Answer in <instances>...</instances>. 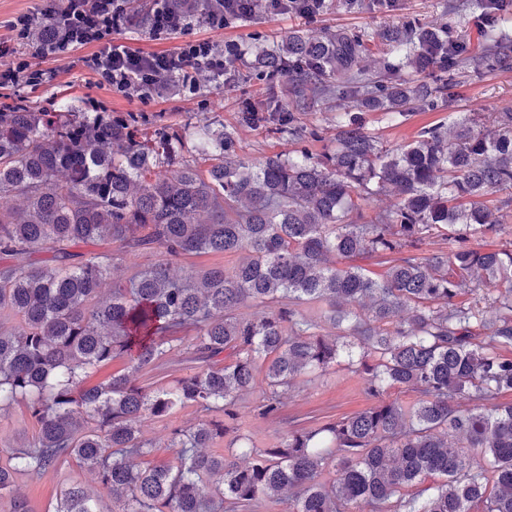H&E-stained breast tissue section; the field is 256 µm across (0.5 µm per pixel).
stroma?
<instances>
[{
  "mask_svg": "<svg viewBox=\"0 0 512 512\" xmlns=\"http://www.w3.org/2000/svg\"><path fill=\"white\" fill-rule=\"evenodd\" d=\"M457 0H399L396 10L385 12L362 8L348 10L343 0H325L323 12L313 20L293 15H262L257 20L236 23L223 30H212L201 21H194L189 35H172L160 40L150 37L146 27L137 26L113 35L112 42L142 52L175 50L185 37L207 38L216 45L234 41L247 48L248 53L239 61L238 68L245 75L242 83L224 88H202L192 90L181 87L162 94L161 97L143 101L124 96L122 93L100 87L95 77L83 66V59L93 53L87 45L59 58H49L42 66L57 74L53 82L35 87L21 84L11 89L10 99H22L43 112L59 111L63 100L74 99L84 112L132 113L144 117L148 129L165 125L194 129L203 124L229 125L242 102L266 94L269 81L260 69L253 66L250 48L257 43L283 36L297 28L310 33L344 29L359 33L366 40L375 58L388 57L389 51L381 44L378 34L388 26L408 20L421 25L447 24L449 30L477 38L484 24L478 8L456 10ZM453 107L441 106L418 111L411 116L391 120L380 113L369 112L364 116L367 127L376 132L384 147L393 149L412 141L425 126L450 124L455 113L471 112L485 115L512 109V69L504 67L466 71L460 75L453 89ZM257 398L256 391L243 392L239 399L242 416V431L259 448H266L292 426L311 427L324 417L334 418L354 414L369 403L362 380L351 373L346 365H339L321 376L300 377L296 385L283 398L280 414L274 418L255 416L252 408ZM198 414L193 407H185L164 419L147 420L143 426L145 438L153 440L157 448L151 456L142 460L143 465H169L173 452L167 447V436L172 427L195 423ZM36 426L29 417L24 404L11 406L0 413V459L9 451L31 440ZM72 482L93 485L92 475L77 462L61 465L58 470L39 481L20 477L17 490L25 495L34 512H47L55 502L60 490Z\"/></svg>",
  "mask_w": 512,
  "mask_h": 512,
  "instance_id": "35a3bbf8",
  "label": "stroma"
}]
</instances>
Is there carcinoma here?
I'll use <instances>...</instances> for the list:
<instances>
[{
	"instance_id": "carcinoma-1",
	"label": "carcinoma",
	"mask_w": 512,
	"mask_h": 512,
	"mask_svg": "<svg viewBox=\"0 0 512 512\" xmlns=\"http://www.w3.org/2000/svg\"><path fill=\"white\" fill-rule=\"evenodd\" d=\"M264 12L251 0L231 22ZM481 37L475 47L407 21L380 32L400 58L379 65L358 34L290 31L255 58L288 87L246 103L230 126L198 127L208 167L185 161L162 178L152 174L183 144L174 130L149 136L131 115L71 105L0 112V200L15 201L0 207V317L18 319L0 324V410L24 401L38 426L0 463L9 512H33L17 477L39 480L71 458L97 487L67 485L49 512H109L107 497L121 512H260L270 499L288 512H512V248L494 247L512 215V112L483 123L461 112L392 150L362 117L434 108L463 67L509 65L512 45ZM338 100L356 111L336 113L332 145L314 153L318 129L299 115ZM242 130L286 135L295 149L249 164ZM379 193L396 205L366 214ZM434 235L448 253L420 252ZM106 239L119 252L89 250ZM139 250L163 260L109 278ZM242 251L230 271L171 273L174 259ZM368 256L385 259L383 275L344 264ZM247 303L269 312L238 316ZM174 350L201 366L171 388L140 384ZM223 353L231 362L212 365ZM117 358L111 380L84 386ZM341 361L364 379L367 408L270 448L239 433L237 399L259 372L254 412L272 418L298 377ZM391 389L416 399L405 406ZM186 405L201 418L170 430L175 464L141 467L155 448L142 424ZM472 448L485 466H471ZM428 477L427 497L401 494Z\"/></svg>"
}]
</instances>
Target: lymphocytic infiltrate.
<instances>
[{"label": "lymphocytic infiltrate", "mask_w": 512, "mask_h": 512, "mask_svg": "<svg viewBox=\"0 0 512 512\" xmlns=\"http://www.w3.org/2000/svg\"><path fill=\"white\" fill-rule=\"evenodd\" d=\"M206 11H199L198 0H149V33L154 37L184 35L176 50L161 54H141L113 44L112 34L135 26L125 0H44L40 13L23 12L8 23L9 40L0 41V89L27 82L39 85L55 79L54 71L42 68L41 60L57 58L79 46L91 45L95 51L84 65L101 83L127 95L147 100L156 93L162 78L185 82L193 87L224 78V52L206 39L187 38L196 14L205 24L221 30L228 24L239 0H207ZM50 26L41 40H34L39 18ZM33 52H24V45Z\"/></svg>", "instance_id": "lymphocytic-infiltrate-1"}]
</instances>
